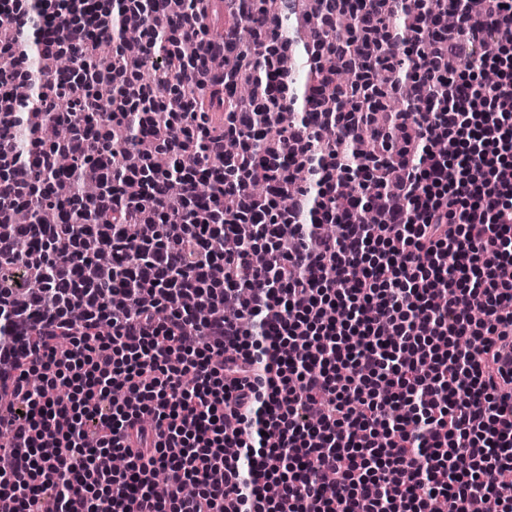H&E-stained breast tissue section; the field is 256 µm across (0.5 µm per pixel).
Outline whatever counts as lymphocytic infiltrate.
I'll return each mask as SVG.
<instances>
[{"mask_svg":"<svg viewBox=\"0 0 512 512\" xmlns=\"http://www.w3.org/2000/svg\"><path fill=\"white\" fill-rule=\"evenodd\" d=\"M188 2L172 18L166 0H123L129 42L92 0H0V266L14 270L0 502L479 512L492 497L512 512V378L497 366L512 337V0L448 25L430 0H318L308 120L288 86L265 116L237 94L291 57L276 26L306 0H269L249 53L238 25L212 40L208 0ZM34 54L47 78L17 76ZM149 59L184 91L142 83ZM209 86L228 103L218 126L198 107ZM396 98L423 109L390 111ZM40 115L72 132L31 153L16 130ZM265 122L282 136L260 139ZM48 184L66 189L57 222L21 228ZM227 236L237 250L216 249ZM57 246L67 261L48 262Z\"/></svg>","mask_w":512,"mask_h":512,"instance_id":"f902f5d3","label":"lymphocytic infiltrate"}]
</instances>
